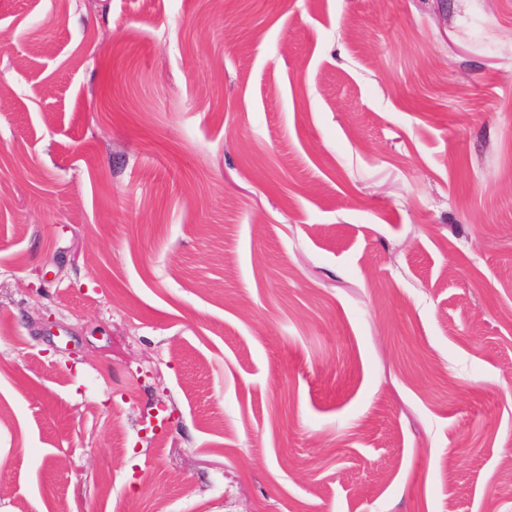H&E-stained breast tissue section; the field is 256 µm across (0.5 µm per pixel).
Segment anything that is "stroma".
<instances>
[{"instance_id":"obj_1","label":"stroma","mask_w":512,"mask_h":512,"mask_svg":"<svg viewBox=\"0 0 512 512\" xmlns=\"http://www.w3.org/2000/svg\"><path fill=\"white\" fill-rule=\"evenodd\" d=\"M0 512H512V0H0Z\"/></svg>"}]
</instances>
